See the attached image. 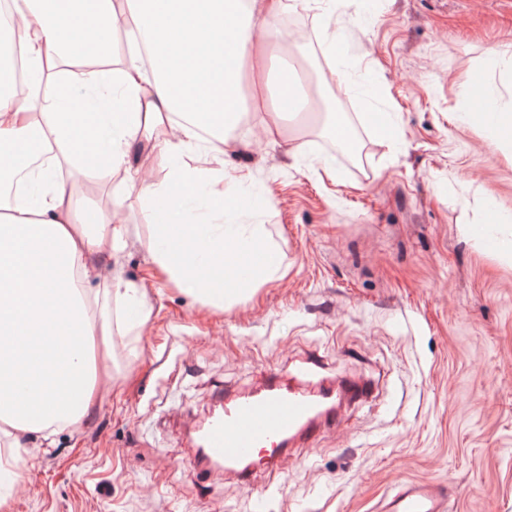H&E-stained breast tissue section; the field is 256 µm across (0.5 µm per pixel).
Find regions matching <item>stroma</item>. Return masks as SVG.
<instances>
[{
    "label": "stroma",
    "mask_w": 512,
    "mask_h": 512,
    "mask_svg": "<svg viewBox=\"0 0 512 512\" xmlns=\"http://www.w3.org/2000/svg\"><path fill=\"white\" fill-rule=\"evenodd\" d=\"M293 14L309 33L287 50L312 80L330 73L326 30L339 37L360 155L335 157L325 179L314 112L282 114L274 146L230 134L225 173L253 168L262 194L224 220L263 225L288 274L223 311L149 280L151 230L127 199L120 220L139 234L117 268L153 314L114 331L86 416L51 443L0 446L24 479L0 488V512H378L407 479L443 484L450 512H512V143H491L460 94L495 49L512 104V0H346L326 30ZM377 81L387 102L365 103ZM376 112L401 130L397 152ZM302 140L310 155L293 161ZM122 178H84L81 210L110 209ZM306 367L370 394L249 479L192 465L188 432L217 400Z\"/></svg>",
    "instance_id": "1"
}]
</instances>
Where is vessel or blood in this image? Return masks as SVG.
<instances>
[{"label": "vessel or blood", "instance_id": "b4317fda", "mask_svg": "<svg viewBox=\"0 0 512 512\" xmlns=\"http://www.w3.org/2000/svg\"><path fill=\"white\" fill-rule=\"evenodd\" d=\"M335 390L314 391L302 384H283L270 375L260 390L225 397L220 412L198 430L196 445L225 472L250 475L257 452L275 460L287 442L300 440L330 420L325 403ZM447 500L437 484L408 480L397 483L381 503L380 512H446Z\"/></svg>", "mask_w": 512, "mask_h": 512}]
</instances>
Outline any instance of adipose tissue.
Here are the masks:
<instances>
[{"instance_id": "ef3b65f1", "label": "adipose tissue", "mask_w": 512, "mask_h": 512, "mask_svg": "<svg viewBox=\"0 0 512 512\" xmlns=\"http://www.w3.org/2000/svg\"><path fill=\"white\" fill-rule=\"evenodd\" d=\"M330 18L336 0H12L16 38L29 72L58 79L53 109L32 118L38 84L27 96L0 94V182L23 175L22 193L0 191V386L24 389L20 408L0 411V442L16 448L23 436L85 415L97 391L95 341L110 345L112 312L92 315L87 281L103 260L119 259L130 227L111 212L87 221L67 177L123 174L122 208L136 192L153 223L151 263L159 280L202 304H232L285 275L269 258L262 225L190 224L185 206L203 197L215 213L242 199L254 173L225 176L224 131L247 111L248 98L270 90L268 50L278 44L279 15L288 5ZM127 49L118 69H83L89 56L111 54L118 35ZM471 104L489 103L491 143H512V113L473 82ZM173 126L160 149L170 163V186L148 181L139 145ZM66 147L58 156L54 147ZM43 159L29 173L34 153ZM247 278H239V269ZM107 298L133 308L139 324L153 305L121 274L110 277ZM79 403L56 406L69 390Z\"/></svg>"}]
</instances>
